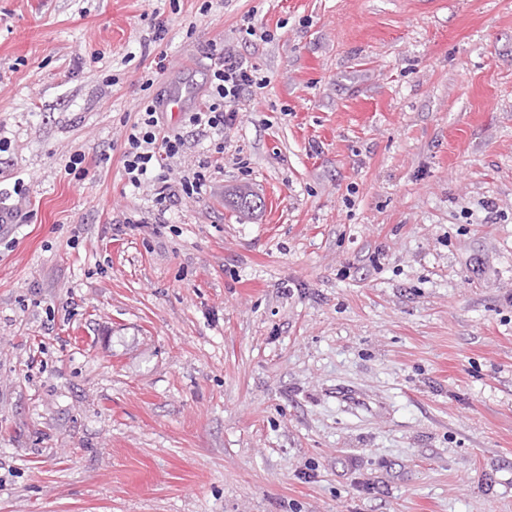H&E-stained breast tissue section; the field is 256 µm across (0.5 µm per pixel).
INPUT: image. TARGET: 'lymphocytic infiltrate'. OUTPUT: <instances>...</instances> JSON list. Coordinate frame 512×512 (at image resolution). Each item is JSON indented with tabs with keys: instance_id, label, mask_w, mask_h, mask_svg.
<instances>
[{
	"instance_id": "lymphocytic-infiltrate-1",
	"label": "lymphocytic infiltrate",
	"mask_w": 512,
	"mask_h": 512,
	"mask_svg": "<svg viewBox=\"0 0 512 512\" xmlns=\"http://www.w3.org/2000/svg\"><path fill=\"white\" fill-rule=\"evenodd\" d=\"M208 58L205 103L190 113L188 121L211 135L214 148L199 159L192 176L174 182L164 172L166 160L182 155L185 139L181 134L162 130L160 97L148 95L140 99L135 106L137 119L125 132L122 163L127 180L135 187L151 183L153 202L161 215L172 204L194 199L202 193L216 156L224 152V133L237 120L234 105L243 92L257 82L254 67L233 54L213 51Z\"/></svg>"
}]
</instances>
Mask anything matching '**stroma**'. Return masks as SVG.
Returning <instances> with one entry per match:
<instances>
[{"label": "stroma", "instance_id": "1", "mask_svg": "<svg viewBox=\"0 0 512 512\" xmlns=\"http://www.w3.org/2000/svg\"><path fill=\"white\" fill-rule=\"evenodd\" d=\"M213 45L160 225L123 122L165 55L191 172ZM0 136V512H512V0H0ZM211 61L204 105L190 114L189 125L212 136L207 155L198 160V170L192 178L183 176L172 182L164 172V161L178 158L184 153L185 139L175 132H163L160 125L161 99L144 96L135 106L136 121L127 127L122 153L123 170L128 184L137 188L145 181L153 187V202L159 216L165 215L175 202L192 200L203 192L209 179L210 168L224 159V131L230 130L237 120L233 105L243 92L257 83L256 70L232 53L217 52L216 46L207 54Z\"/></svg>", "mask_w": 512, "mask_h": 512}]
</instances>
